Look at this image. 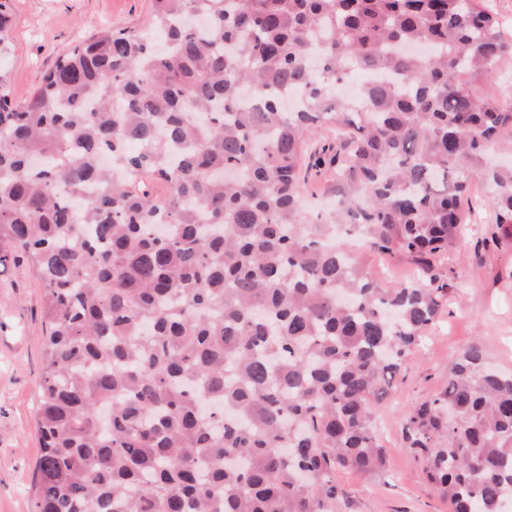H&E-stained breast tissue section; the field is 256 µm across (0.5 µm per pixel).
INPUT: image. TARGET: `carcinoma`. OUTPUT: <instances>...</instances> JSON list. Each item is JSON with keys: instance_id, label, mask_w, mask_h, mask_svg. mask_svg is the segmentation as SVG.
Segmentation results:
<instances>
[{"instance_id": "obj_1", "label": "carcinoma", "mask_w": 512, "mask_h": 512, "mask_svg": "<svg viewBox=\"0 0 512 512\" xmlns=\"http://www.w3.org/2000/svg\"><path fill=\"white\" fill-rule=\"evenodd\" d=\"M507 63L482 0H152L23 103L0 74V266L44 284L31 512H340L333 472L385 466L373 405L446 306L474 183L512 230L485 160L512 99L476 91ZM323 172L341 207L312 213ZM406 430L450 512H504L512 374L480 344ZM365 263L384 280L400 281L411 277L415 268L406 258L391 259L388 256L370 253L364 256Z\"/></svg>"}]
</instances>
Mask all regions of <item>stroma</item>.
Segmentation results:
<instances>
[{"label": "stroma", "mask_w": 512, "mask_h": 512, "mask_svg": "<svg viewBox=\"0 0 512 512\" xmlns=\"http://www.w3.org/2000/svg\"><path fill=\"white\" fill-rule=\"evenodd\" d=\"M10 49L0 71L15 101H25L58 56L105 25L140 26L151 0H9ZM490 188L475 184L471 203L481 221L436 266L454 284L419 352L397 374L376 410L386 453L384 470L363 476L339 469L341 512H448L427 487L405 434V415L441 389L458 356L480 343L490 363L512 372V237L493 222ZM43 285L26 258L0 267V512H29L32 477L41 454L36 429L43 341Z\"/></svg>", "instance_id": "obj_1"}]
</instances>
